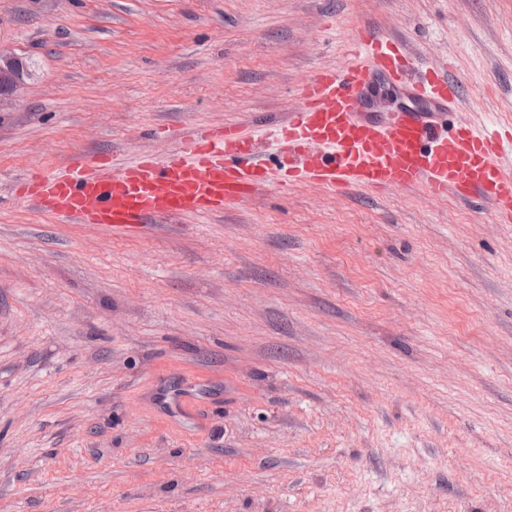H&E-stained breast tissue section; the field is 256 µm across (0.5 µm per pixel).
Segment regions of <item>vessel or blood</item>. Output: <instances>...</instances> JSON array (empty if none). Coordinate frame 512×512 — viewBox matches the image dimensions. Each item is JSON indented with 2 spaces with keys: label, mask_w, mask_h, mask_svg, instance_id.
<instances>
[{
  "label": "vessel or blood",
  "mask_w": 512,
  "mask_h": 512,
  "mask_svg": "<svg viewBox=\"0 0 512 512\" xmlns=\"http://www.w3.org/2000/svg\"><path fill=\"white\" fill-rule=\"evenodd\" d=\"M347 47L341 69L303 79L300 102L281 123L192 127L168 155L118 165L76 156L35 176L18 198L59 222L94 224L114 235L140 233L166 218L220 214L298 183L477 199L511 224L512 161L500 132L450 116L464 96L462 84L434 69L413 77L409 51L369 23L349 33ZM385 84L406 102L387 116L372 105ZM268 147L276 164L262 158ZM217 393L215 382L168 373L151 382L145 400L164 417L200 428L199 411Z\"/></svg>",
  "instance_id": "b4317fda"
}]
</instances>
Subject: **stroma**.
Listing matches in <instances>:
<instances>
[{"label":"stroma","instance_id":"1","mask_svg":"<svg viewBox=\"0 0 512 512\" xmlns=\"http://www.w3.org/2000/svg\"><path fill=\"white\" fill-rule=\"evenodd\" d=\"M512 120V0H0V512H512V224L302 184L135 236L17 183L283 121L359 23ZM220 379L205 429L144 401ZM24 82V65L17 57H0V94L12 95Z\"/></svg>","mask_w":512,"mask_h":512}]
</instances>
